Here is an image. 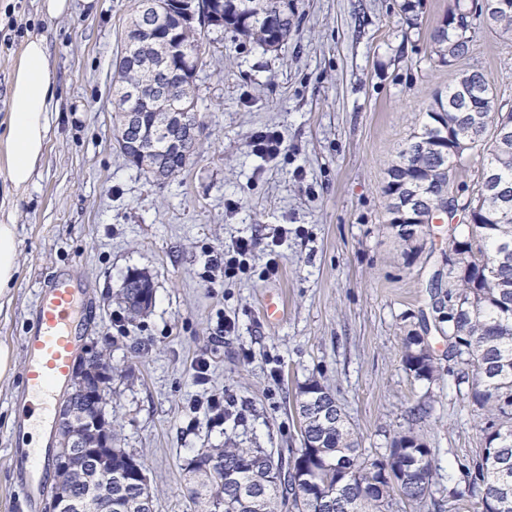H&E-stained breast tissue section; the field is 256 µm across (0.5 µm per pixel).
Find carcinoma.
Wrapping results in <instances>:
<instances>
[{"label": "carcinoma", "mask_w": 512, "mask_h": 512, "mask_svg": "<svg viewBox=\"0 0 512 512\" xmlns=\"http://www.w3.org/2000/svg\"><path fill=\"white\" fill-rule=\"evenodd\" d=\"M140 2L134 0L117 64L122 69L130 59L147 61L114 81L113 137L117 141L122 135L125 112L140 113L143 129L150 132L147 148L151 155L164 158L175 175L187 164L171 146L178 132L155 130V115L146 100L156 95L171 110L188 107L200 112L195 82L176 78L158 84L163 70L190 72L207 64L209 32L183 28L182 15L194 9L222 11L224 28L267 51L288 42L295 29L294 14L288 11L287 0H150L147 22L153 26L156 45L148 52L131 30L138 24ZM474 16L469 0H454L432 36L435 61L468 55L479 35ZM490 26L500 38L512 40V11L492 18ZM129 84L142 88V96L131 97ZM500 124L512 126V108L499 102L483 73L460 74L446 94L435 97L427 121L402 145L383 189L388 199L413 189L422 214L448 224V251L461 256L459 268L448 271V279L434 287L436 301L430 309L436 330L448 337V359L471 371L469 404L487 416L481 429L483 447L465 467L470 497L479 512H512V140L504 144L480 140L470 147L481 157L478 179L468 195L450 201L448 181L464 152L448 135L468 139L479 131L485 136ZM459 202L474 211L471 223L451 224ZM387 213L402 254L415 258L421 238L398 229L390 204ZM117 296L130 320H136L153 305L151 278L135 270V278L121 284ZM107 363L109 357L101 349L81 358L79 369L87 375ZM403 363L415 379L436 380L432 346L414 330L404 337ZM76 392L77 387H72L62 406L72 403L82 416H97L99 404L76 398ZM329 406H336V399L319 379L309 378L299 386L296 411L302 421V447L288 459L272 449L242 448L231 441L199 449L187 466L194 512H392L396 503H416L426 497L438 465L433 450L414 428L397 433L387 453L368 460L346 414L336 409L331 415L324 412ZM72 465L77 477L65 484L84 496L92 470L80 457ZM112 471L123 472L121 479L112 480V503L137 501L138 475L145 468L121 446L115 431Z\"/></svg>", "instance_id": "obj_1"}]
</instances>
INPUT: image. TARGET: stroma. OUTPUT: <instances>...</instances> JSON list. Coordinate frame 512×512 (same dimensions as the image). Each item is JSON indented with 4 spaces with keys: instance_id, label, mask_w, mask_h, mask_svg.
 Listing matches in <instances>:
<instances>
[{
    "instance_id": "35a3bbf8",
    "label": "stroma",
    "mask_w": 512,
    "mask_h": 512,
    "mask_svg": "<svg viewBox=\"0 0 512 512\" xmlns=\"http://www.w3.org/2000/svg\"><path fill=\"white\" fill-rule=\"evenodd\" d=\"M453 0H420L409 25L402 0H288L297 31L266 51L231 31L210 34L196 77L205 103L195 153L175 176L144 174L112 135V77L130 0H72L51 18L40 0H0V130L24 42L47 40L58 99L32 184L14 191L0 151V222L17 227L20 274L0 307V512H26L13 456L21 428L24 340L42 288L73 276L82 288V345L108 346L122 445L146 467L155 512H191L186 465L199 449L301 446L294 396L321 380L367 457L414 427L440 460L429 494L399 512H473L463 469L485 417L469 406L445 337L430 332L441 378L416 380L402 338L419 327L445 227L431 225L406 261L388 227L383 188L402 144L460 72L482 71L512 106V41L482 32L455 65L433 62L430 38ZM280 131L273 159L254 148ZM255 241L232 277L212 264L233 240ZM278 253L277 274L265 271ZM153 278L150 312L129 321L116 297L129 269ZM283 312L268 319L266 298ZM235 329L223 333L224 321ZM209 363L196 380L198 359ZM430 412L416 418L420 404Z\"/></svg>"
}]
</instances>
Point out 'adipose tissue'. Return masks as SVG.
<instances>
[{
  "label": "adipose tissue",
  "mask_w": 512,
  "mask_h": 512,
  "mask_svg": "<svg viewBox=\"0 0 512 512\" xmlns=\"http://www.w3.org/2000/svg\"><path fill=\"white\" fill-rule=\"evenodd\" d=\"M56 92L47 41L39 35L24 43L10 83L14 109L0 148L7 156L6 177L14 190L26 189L40 164L50 130Z\"/></svg>",
  "instance_id": "1"
}]
</instances>
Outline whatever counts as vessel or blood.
<instances>
[{
    "label": "vessel or blood",
    "instance_id": "vessel-or-blood-1",
    "mask_svg": "<svg viewBox=\"0 0 512 512\" xmlns=\"http://www.w3.org/2000/svg\"><path fill=\"white\" fill-rule=\"evenodd\" d=\"M80 313V293L69 277L54 281L36 306L37 327L24 342V381L42 411L50 410L56 391L69 381Z\"/></svg>",
    "mask_w": 512,
    "mask_h": 512
}]
</instances>
